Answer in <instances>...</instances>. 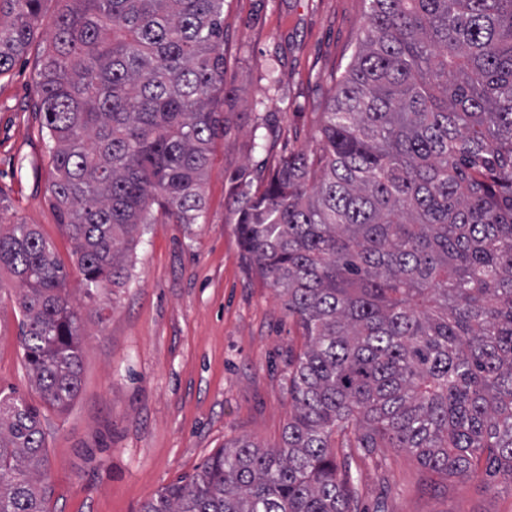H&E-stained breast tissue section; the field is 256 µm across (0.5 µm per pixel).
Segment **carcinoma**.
Returning <instances> with one entry per match:
<instances>
[{
  "label": "carcinoma",
  "instance_id": "obj_1",
  "mask_svg": "<svg viewBox=\"0 0 512 512\" xmlns=\"http://www.w3.org/2000/svg\"><path fill=\"white\" fill-rule=\"evenodd\" d=\"M44 0H0V78ZM36 72L49 189L88 296L147 225L195 224L224 109V0H64ZM318 148L230 178L246 263L303 331L277 448L211 455L142 512H353L336 449L512 478V0H369ZM43 403L80 388V316L33 224L0 232ZM40 410L0 395V512H48Z\"/></svg>",
  "mask_w": 512,
  "mask_h": 512
}]
</instances>
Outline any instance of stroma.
Segmentation results:
<instances>
[{"instance_id": "35a3bbf8", "label": "stroma", "mask_w": 512, "mask_h": 512, "mask_svg": "<svg viewBox=\"0 0 512 512\" xmlns=\"http://www.w3.org/2000/svg\"><path fill=\"white\" fill-rule=\"evenodd\" d=\"M368 12L369 0H224V81L239 109L215 141L206 213L195 224L150 225L129 282L91 298L48 191V138L31 110L47 26L0 79V225L39 227L81 314L80 390L65 411H42L49 512H141L224 444H280L288 355L302 348V329L242 257L229 176L243 167L256 183L282 155L315 149ZM18 292L0 269V392L41 406L24 367ZM337 462L357 512H512L511 482L444 481L397 448L341 449Z\"/></svg>"}]
</instances>
